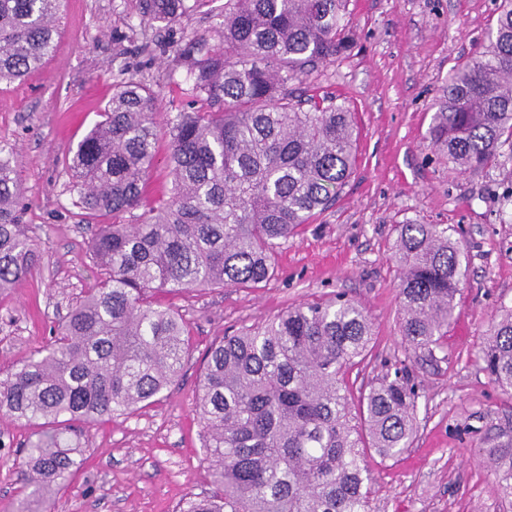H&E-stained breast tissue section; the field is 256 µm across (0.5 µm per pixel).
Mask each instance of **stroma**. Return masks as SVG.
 I'll return each instance as SVG.
<instances>
[{"label": "stroma", "mask_w": 512, "mask_h": 512, "mask_svg": "<svg viewBox=\"0 0 512 512\" xmlns=\"http://www.w3.org/2000/svg\"><path fill=\"white\" fill-rule=\"evenodd\" d=\"M224 2L203 0L167 24L147 22L141 0H69L53 55L24 83L0 84V140L11 147L23 220L41 255L0 298V370L46 345L55 322L96 280L86 257L90 232L68 190L69 148L96 121L124 68L153 86L161 112L196 107L177 50L191 39L215 40ZM498 6L349 0L351 52L288 88L335 96L353 112V174L335 204L278 251L267 282L164 295L188 329L178 384L146 408L86 430L85 462L54 494L51 512H177L209 492L194 411L208 347L225 331L337 294L361 304L373 323L371 351L348 376L352 389L403 367L416 390L410 447L387 461L365 453L369 512H512V497L482 462L484 449L512 440V394L479 359L501 307L512 306V222L498 218L512 164L462 177L428 160L426 140L449 71L480 50ZM409 223L447 225L465 255L454 320L430 356L408 353L400 331L394 227Z\"/></svg>", "instance_id": "stroma-1"}]
</instances>
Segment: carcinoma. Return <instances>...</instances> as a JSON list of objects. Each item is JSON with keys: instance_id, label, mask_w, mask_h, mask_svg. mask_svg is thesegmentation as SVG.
Returning a JSON list of instances; mask_svg holds the SVG:
<instances>
[{"instance_id": "1", "label": "carcinoma", "mask_w": 512, "mask_h": 512, "mask_svg": "<svg viewBox=\"0 0 512 512\" xmlns=\"http://www.w3.org/2000/svg\"><path fill=\"white\" fill-rule=\"evenodd\" d=\"M349 0H225L218 41L191 40L181 61L207 110L168 112L131 74L114 88L66 169L79 208L117 218L140 207L158 163L163 203L132 224H97L89 259L95 283L54 340L0 375V416L40 422L20 465L28 494L13 512L46 501L83 462L72 428L134 412L179 378L186 325L155 300L194 288H256L275 255L332 205L353 173L356 127L333 96L296 97L301 82L352 44ZM64 0H0V84L25 79L55 48ZM188 0H144L150 21L171 22ZM438 162L461 176L512 161V0H503L483 50L456 66L428 130ZM508 152H503V148ZM401 335L434 354L448 335L462 252L441 224L396 226ZM39 261L20 222L15 167L0 146V296ZM372 323L342 297L302 302L214 342L195 394L212 490L178 512H367L371 478L361 449L394 459L416 434L415 392L404 370L360 391L347 375L364 362ZM479 359L512 390V308L503 309ZM485 463L512 494V442Z\"/></svg>"}]
</instances>
